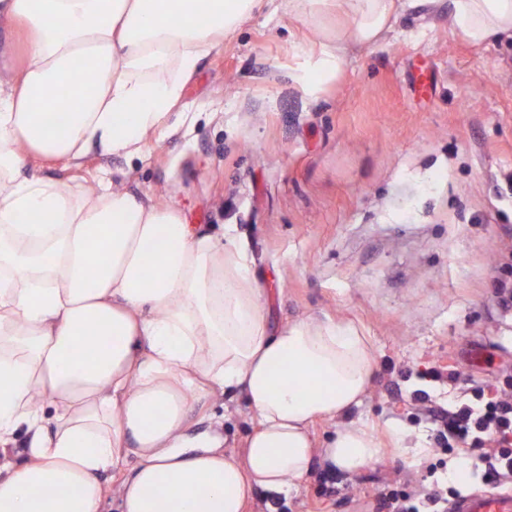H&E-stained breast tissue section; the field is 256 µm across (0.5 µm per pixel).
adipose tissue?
<instances>
[{"instance_id":"ef3b65f1","label":"adipose tissue","mask_w":512,"mask_h":512,"mask_svg":"<svg viewBox=\"0 0 512 512\" xmlns=\"http://www.w3.org/2000/svg\"><path fill=\"white\" fill-rule=\"evenodd\" d=\"M441 2L0 0L23 45L0 76V444L19 425L31 433L25 459L0 472V512H103L109 471L124 475L119 512H244L253 490L296 491L318 459L352 474L389 444L424 455L351 420L375 365L353 323L269 328L235 225L213 235L107 183L84 191L16 175L26 160L73 163L93 145L143 156L201 57L254 15L345 8L353 30L296 53L314 93L407 8ZM451 5L452 35L512 39V0ZM78 60L93 80H73ZM61 88L74 108L52 126ZM219 391L247 399L245 457L190 432ZM319 420L338 424L320 445Z\"/></svg>"}]
</instances>
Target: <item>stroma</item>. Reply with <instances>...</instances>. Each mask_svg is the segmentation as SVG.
<instances>
[{
  "mask_svg": "<svg viewBox=\"0 0 512 512\" xmlns=\"http://www.w3.org/2000/svg\"><path fill=\"white\" fill-rule=\"evenodd\" d=\"M451 23L445 6L407 9L312 94L293 47L319 48L335 20L257 15L200 59L177 131H157L143 158L93 148L21 170L105 180L204 231L236 225L272 326L327 316L370 336L356 415L422 435L427 458L389 449L352 475L318 462L297 493L255 490L245 512H379L390 490L452 483L461 458L439 447L416 391L446 408L487 382L512 394V40L477 46ZM196 421L244 455L243 396L215 394Z\"/></svg>",
  "mask_w": 512,
  "mask_h": 512,
  "instance_id": "35a3bbf8",
  "label": "stroma"
}]
</instances>
